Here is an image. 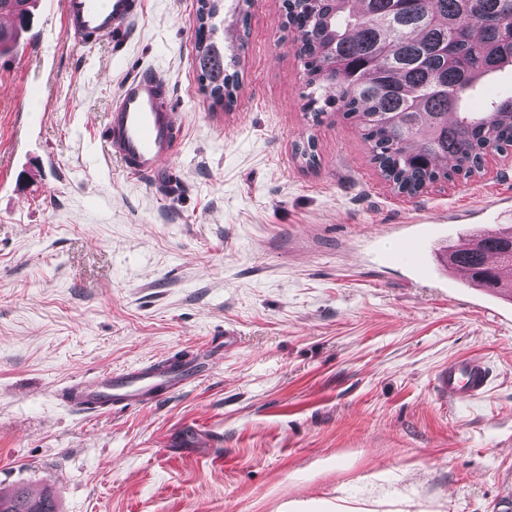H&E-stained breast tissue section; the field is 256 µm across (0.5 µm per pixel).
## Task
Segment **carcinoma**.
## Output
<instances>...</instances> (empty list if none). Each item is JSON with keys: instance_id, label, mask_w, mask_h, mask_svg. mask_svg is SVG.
I'll return each instance as SVG.
<instances>
[{"instance_id": "obj_1", "label": "carcinoma", "mask_w": 512, "mask_h": 512, "mask_svg": "<svg viewBox=\"0 0 512 512\" xmlns=\"http://www.w3.org/2000/svg\"><path fill=\"white\" fill-rule=\"evenodd\" d=\"M34 0H0L16 19L0 29V56L14 52ZM307 85L312 119L336 107L356 120L372 163L391 190L416 196L431 185L479 174L486 152L512 148V95L467 112L463 98L482 78L512 67V0H284ZM240 28L195 47L209 96L240 88ZM498 260L486 263V255ZM481 288L512 297V228L470 234L448 251ZM0 512H58L50 493H0Z\"/></svg>"}]
</instances>
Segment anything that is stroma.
I'll return each mask as SVG.
<instances>
[{"label":"stroma","mask_w":512,"mask_h":512,"mask_svg":"<svg viewBox=\"0 0 512 512\" xmlns=\"http://www.w3.org/2000/svg\"><path fill=\"white\" fill-rule=\"evenodd\" d=\"M142 2L81 52L38 0L0 57V490L50 489L60 512H503L512 299L440 250L512 225V150L395 193L352 120L313 122L283 0H252L225 106L200 88L198 0ZM148 69L179 136L132 178L101 141ZM471 356L486 393L439 396L434 372ZM167 358L195 366L177 394L67 403L75 376Z\"/></svg>","instance_id":"obj_1"}]
</instances>
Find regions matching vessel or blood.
Masks as SVG:
<instances>
[{"instance_id":"1","label":"vessel or blood","mask_w":512,"mask_h":512,"mask_svg":"<svg viewBox=\"0 0 512 512\" xmlns=\"http://www.w3.org/2000/svg\"><path fill=\"white\" fill-rule=\"evenodd\" d=\"M61 26L74 46L89 48L100 40L123 34L141 10V0H60ZM102 148L135 177L157 174L174 152L178 136L175 112L169 104V81L155 71L128 79L106 120ZM192 376L188 367L152 363L129 370L98 373L73 381L68 395L72 407L99 411L119 405H145L174 393ZM491 371L479 357L450 361L433 379L438 394L450 399L482 396Z\"/></svg>"}]
</instances>
